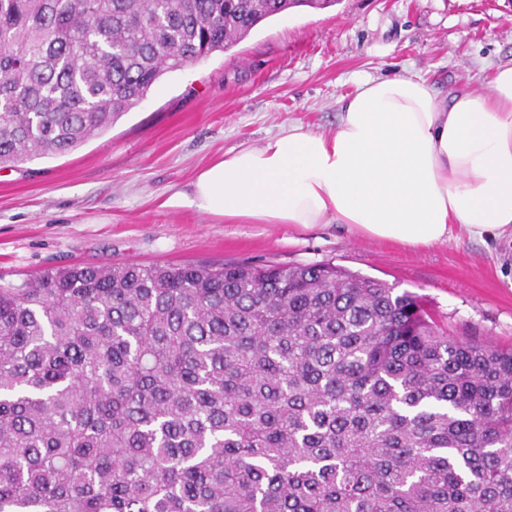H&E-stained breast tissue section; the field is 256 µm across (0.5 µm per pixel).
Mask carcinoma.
I'll list each match as a JSON object with an SVG mask.
<instances>
[{"instance_id":"1","label":"carcinoma","mask_w":512,"mask_h":512,"mask_svg":"<svg viewBox=\"0 0 512 512\" xmlns=\"http://www.w3.org/2000/svg\"><path fill=\"white\" fill-rule=\"evenodd\" d=\"M336 0H0V166ZM0 512H512V347L330 264L0 281Z\"/></svg>"}]
</instances>
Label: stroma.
Instances as JSON below:
<instances>
[{
  "label": "stroma",
  "instance_id": "35a3bbf8",
  "mask_svg": "<svg viewBox=\"0 0 512 512\" xmlns=\"http://www.w3.org/2000/svg\"><path fill=\"white\" fill-rule=\"evenodd\" d=\"M512 64V0H338L257 25L165 73L76 149L0 168V277L74 265L331 263L422 297L449 335L512 344V234L409 248L338 224H228L184 204L196 175L298 122L335 130L359 80L408 71L442 96Z\"/></svg>",
  "mask_w": 512,
  "mask_h": 512
}]
</instances>
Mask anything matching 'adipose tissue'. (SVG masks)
Segmentation results:
<instances>
[{
	"instance_id": "ef3b65f1",
	"label": "adipose tissue",
	"mask_w": 512,
	"mask_h": 512,
	"mask_svg": "<svg viewBox=\"0 0 512 512\" xmlns=\"http://www.w3.org/2000/svg\"><path fill=\"white\" fill-rule=\"evenodd\" d=\"M189 202L228 224H341L409 247L457 227L498 237L512 230V66L495 68L488 92L448 97L409 73L362 81L335 131L295 124L225 154Z\"/></svg>"
}]
</instances>
